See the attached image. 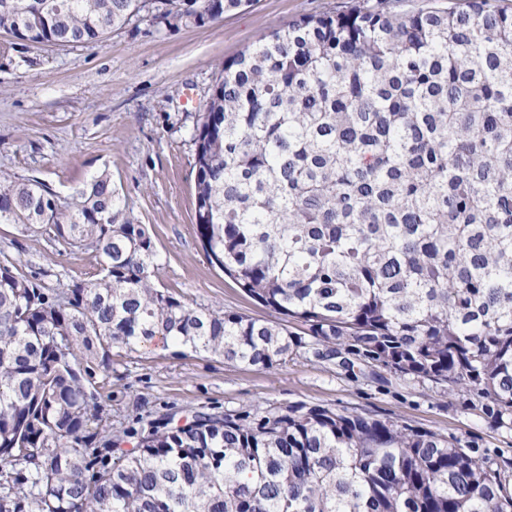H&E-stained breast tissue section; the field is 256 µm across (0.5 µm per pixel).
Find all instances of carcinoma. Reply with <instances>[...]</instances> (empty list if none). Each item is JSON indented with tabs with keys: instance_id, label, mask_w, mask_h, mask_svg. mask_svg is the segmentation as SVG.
<instances>
[{
	"instance_id": "cac0c4a2",
	"label": "carcinoma",
	"mask_w": 512,
	"mask_h": 512,
	"mask_svg": "<svg viewBox=\"0 0 512 512\" xmlns=\"http://www.w3.org/2000/svg\"><path fill=\"white\" fill-rule=\"evenodd\" d=\"M248 2L0 0V33L94 43L146 9L201 26ZM192 140L207 259L312 341L157 288L149 231L108 175L53 208L46 184L1 172L0 224L100 268L50 297L0 266V512H512L506 477L461 441L324 405L200 412L96 461L80 368L157 336L263 368L306 348L470 392L512 429V11L304 15L224 61Z\"/></svg>"
}]
</instances>
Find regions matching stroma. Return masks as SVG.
Instances as JSON below:
<instances>
[{
  "instance_id": "stroma-1",
  "label": "stroma",
  "mask_w": 512,
  "mask_h": 512,
  "mask_svg": "<svg viewBox=\"0 0 512 512\" xmlns=\"http://www.w3.org/2000/svg\"><path fill=\"white\" fill-rule=\"evenodd\" d=\"M346 0H250L202 26H156L133 17L101 42L33 46L0 34V171L36 179L59 204L108 174L157 253L154 282L194 308L269 321L207 259L195 233L194 126L225 60L261 35ZM11 262L46 293L95 278L92 249L20 233L0 224V263ZM88 389L110 435L197 412L254 416L268 408L326 405L364 411L461 439L476 456L505 465L512 479V431L475 411L467 394L383 370L366 377L304 354L253 367L169 342L113 350L93 362Z\"/></svg>"
}]
</instances>
